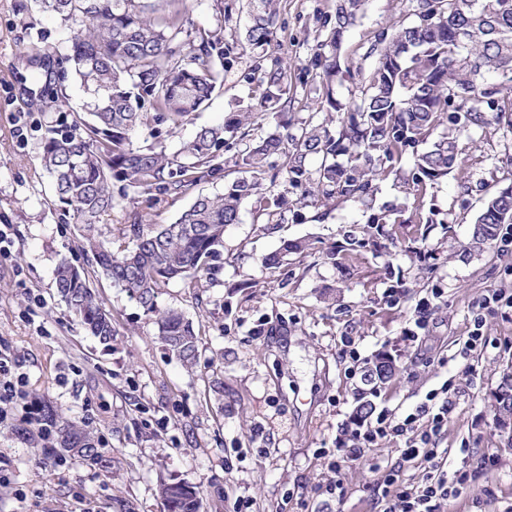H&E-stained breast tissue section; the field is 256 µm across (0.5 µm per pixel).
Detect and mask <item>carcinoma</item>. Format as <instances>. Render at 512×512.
Returning <instances> with one entry per match:
<instances>
[{"mask_svg": "<svg viewBox=\"0 0 512 512\" xmlns=\"http://www.w3.org/2000/svg\"><path fill=\"white\" fill-rule=\"evenodd\" d=\"M62 21L80 26L66 48V60L91 96V119L78 118L63 130L47 129L42 146L45 170L74 223L88 232L87 243L101 272L155 315L157 336L181 363L194 365L198 338L176 309L160 310L159 288L182 281L200 287L201 273L224 243V227L239 221L241 204L252 201L267 224L282 223L288 202L264 187L283 177L301 189L303 206L330 200L365 201L377 181L393 172L406 154L412 161L410 186L416 192L448 175L457 165V142L470 126L495 124L512 130V0H398V20L366 41L361 63L346 69L358 80L360 102L344 103L333 84L341 70L344 34L356 25L365 0H336L326 15V40L311 65L298 75L315 97L308 121L294 128L283 120L288 108V66H268L256 57L261 88L258 111L274 130L255 139L247 115L232 114L220 126H204L184 147L168 153L159 140L138 146L149 102L155 116L178 129L224 85L234 47L218 34L185 29V12L145 0H39ZM278 0H248L245 42L252 49L271 44L277 33ZM320 113L336 122H319ZM245 143L237 166L243 176L213 196L199 195L171 224H121L112 237H94L97 219L113 204L111 181L139 194H180L224 171L218 150L229 140ZM319 161L311 168V160ZM417 208L412 217L385 207L368 216L376 235L389 224H432ZM512 223V189L490 194L474 219L467 250L480 252ZM91 272L63 259L56 288L73 314L99 342L115 335L112 316L90 286ZM63 447L103 463L90 432L69 424ZM166 512H201L194 488L159 487Z\"/></svg>", "mask_w": 512, "mask_h": 512, "instance_id": "carcinoma-1", "label": "carcinoma"}]
</instances>
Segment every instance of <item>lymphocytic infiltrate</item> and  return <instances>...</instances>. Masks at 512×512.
Instances as JSON below:
<instances>
[{
	"mask_svg": "<svg viewBox=\"0 0 512 512\" xmlns=\"http://www.w3.org/2000/svg\"><path fill=\"white\" fill-rule=\"evenodd\" d=\"M448 391V386H440L427 393L412 412L398 415L384 411L375 421H362L348 428L336 447L334 476L326 486L327 494L344 497L345 467L381 442L399 438L404 442L400 458L386 469L380 484V512H443L468 479L466 472H447L438 447L452 405ZM409 463L420 468L418 481L404 479L403 468Z\"/></svg>",
	"mask_w": 512,
	"mask_h": 512,
	"instance_id": "obj_1",
	"label": "lymphocytic infiltrate"
}]
</instances>
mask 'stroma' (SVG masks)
<instances>
[{
    "label": "stroma",
    "mask_w": 512,
    "mask_h": 512,
    "mask_svg": "<svg viewBox=\"0 0 512 512\" xmlns=\"http://www.w3.org/2000/svg\"><path fill=\"white\" fill-rule=\"evenodd\" d=\"M189 30H218L236 58L221 93L192 122L167 138L180 150L198 128L223 124L244 111L258 85L256 50L244 47L246 0H184ZM336 0H280L277 38L267 61L309 65L326 40L325 13ZM396 0H366L343 48L359 59L361 43L398 16ZM71 29L32 0H0V224L12 227L13 258L0 264V351L25 378L26 396L0 426V512H165L160 482L198 490L204 512H378L380 468L394 464L399 440L383 442L344 470L343 499L322 494L336 442L357 416L360 376L350 375L345 342L361 362L380 353L396 360L393 381L372 395L374 409L406 413L452 381L460 393L441 437L449 471L468 474L447 512H505L512 506V446L494 424L491 392L512 371V308L487 303L512 295V254L490 245L464 251L485 189L512 187V131L471 127L458 143L459 162L425 194L409 190L403 159L380 181L371 205L331 201L298 207L300 192L277 182L291 202L284 220L266 224L250 204L224 230V246L204 285L172 282L157 303L181 310L198 337L197 361L186 370L156 337L154 319L104 276L91 285L103 298L117 334L111 347L90 336L60 300V260L93 268L84 230L59 203L41 163L43 116L30 106L44 87L65 88V121L86 112L89 95L68 63L33 61L40 43L66 42ZM242 144L224 152V174L177 195L117 200L99 219L108 237L116 224H169L198 194L224 188ZM395 204L425 207L435 224L394 225L391 235L365 234L370 212ZM356 232L360 245L335 263L332 247ZM314 248L278 264L266 257L287 242ZM430 255L419 262L417 251ZM431 300L424 328L416 307ZM482 314L487 348L462 359L459 350ZM52 407L63 420L104 435L101 455L111 470L45 448L31 435Z\"/></svg>",
    "instance_id": "35a3bbf8"
}]
</instances>
